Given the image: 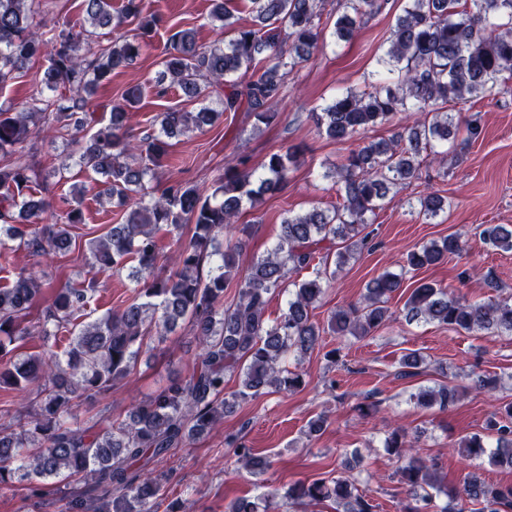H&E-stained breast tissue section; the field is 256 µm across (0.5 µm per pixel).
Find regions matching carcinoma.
I'll return each mask as SVG.
<instances>
[{
    "label": "carcinoma",
    "instance_id": "carcinoma-1",
    "mask_svg": "<svg viewBox=\"0 0 512 512\" xmlns=\"http://www.w3.org/2000/svg\"><path fill=\"white\" fill-rule=\"evenodd\" d=\"M212 0L211 20L233 31L227 44L204 45L192 29L174 32L162 60L158 85L169 83L190 99L213 98L225 112L244 110L254 127L278 122L273 104L286 78L307 60L322 40L316 6L322 0H250L254 23L237 26L228 3ZM387 0H339L336 19L340 40L353 35L366 19L379 14ZM85 24L47 26L43 0H0V88L26 65L44 57L42 88L18 108L0 103V256L26 250L32 256L66 251L68 227L84 223L80 201L73 200L50 221L49 203L35 195L40 174L24 157L41 131L71 133L68 158L102 178L99 195L126 207L125 221L89 242L91 268L122 271L136 262L131 277L137 301L113 309L71 332L64 357L52 352L58 332L86 309L87 290L54 287L22 268L0 288V389L35 392L32 410L17 409L0 423V492L17 484L41 491L51 480L82 482L84 494L61 498L60 512H157L162 478L154 465L172 449L207 435L240 400L274 391H294L303 374L281 367L285 356H301L320 343V327L311 311L330 280L366 245L362 234L391 192L419 179L420 153L440 143H475L483 128L475 119L461 122L445 105L465 103L492 91L499 77L512 73V0H406L388 41V63L397 79L383 78L359 91L342 93L317 118L318 133L339 141L363 135L413 111L414 124L388 140L369 141L351 150L337 167L342 203L333 210L314 208L285 218L276 243L236 277V258L246 240L218 237L239 218L244 200L255 203L282 190L296 163L290 148L266 156L259 167L240 157L224 167L206 193L180 181L160 193L148 190L155 169L169 155L167 139L190 128L212 126L218 114L208 106L196 112L170 108L157 116L159 132L137 139L130 135L126 112L140 101L142 89L126 90L112 104L108 125L92 135L76 134L91 123L87 95L112 80V72L140 56L147 38L162 20L144 0H81ZM128 23L134 33L107 42L100 38ZM48 28L49 37L34 29ZM418 214L429 221L444 211L435 192L416 199ZM193 225L189 242L171 257L174 267L162 274L157 234ZM479 238L494 251L512 252V225L481 224ZM335 270L285 284V269L295 272L326 261L335 244ZM467 242L458 234L433 240L406 254L401 272L385 271L366 285L362 299L336 309L328 329L339 336L363 338L388 320L386 303L404 288L405 275L461 257ZM238 288V300L224 306V290ZM288 292L287 309L274 321L266 317L276 293ZM50 300L35 319L29 310L45 293ZM406 318L423 320L458 333L512 335V297L470 302L448 288L415 281L404 303ZM184 323L200 344L196 368L170 381L155 396L136 404L128 419L94 429L74 421L85 400L112 389L129 375L152 336H165ZM38 339L43 355L27 354ZM422 357L413 352L400 361V378L421 374ZM239 371L240 388L224 394V376ZM420 407L446 409L460 399L454 384L421 386L410 394ZM491 443L481 436L465 438L458 453L470 460L487 458L512 468V402L497 408L489 422ZM384 448L397 457L396 471L416 502L406 512H512V485L489 484L475 473L460 491L444 488L435 465L416 458L403 428L386 437ZM447 502L439 505L435 494ZM293 503L336 502V512H373L375 505L354 492L348 479L298 481L281 493L271 486L256 498H238L226 512H271L276 499Z\"/></svg>",
    "mask_w": 512,
    "mask_h": 512
}]
</instances>
